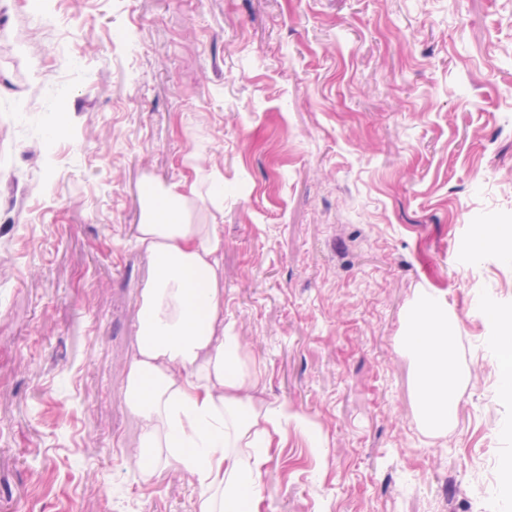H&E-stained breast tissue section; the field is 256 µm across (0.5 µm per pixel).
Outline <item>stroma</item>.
I'll list each match as a JSON object with an SVG mask.
<instances>
[{
  "label": "stroma",
  "mask_w": 512,
  "mask_h": 512,
  "mask_svg": "<svg viewBox=\"0 0 512 512\" xmlns=\"http://www.w3.org/2000/svg\"><path fill=\"white\" fill-rule=\"evenodd\" d=\"M0 0V512H193L144 478L124 379L146 189L224 177V321L288 404L264 512H512V0ZM459 325L427 435L400 353L417 292ZM322 438L312 445L311 431ZM492 317L496 319V334L491 343L495 349L512 350V314L501 315L493 311Z\"/></svg>",
  "instance_id": "35a3bbf8"
}]
</instances>
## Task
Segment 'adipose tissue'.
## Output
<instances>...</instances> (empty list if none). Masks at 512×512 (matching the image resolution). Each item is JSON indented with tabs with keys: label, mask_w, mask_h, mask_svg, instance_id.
Returning <instances> with one entry per match:
<instances>
[{
	"label": "adipose tissue",
	"mask_w": 512,
	"mask_h": 512,
	"mask_svg": "<svg viewBox=\"0 0 512 512\" xmlns=\"http://www.w3.org/2000/svg\"><path fill=\"white\" fill-rule=\"evenodd\" d=\"M191 169V177L148 188L137 227L150 263L124 382L142 424L137 461L147 477L161 468L188 475L194 512H263L261 474L289 424L305 420L287 404L257 397L262 376L224 324L220 226L192 219L200 179L215 202L224 197V178L204 175L198 163ZM406 320L398 347L410 362L417 419L435 437L457 418L458 324L435 290L418 294Z\"/></svg>",
	"instance_id": "ef3b65f1"
}]
</instances>
